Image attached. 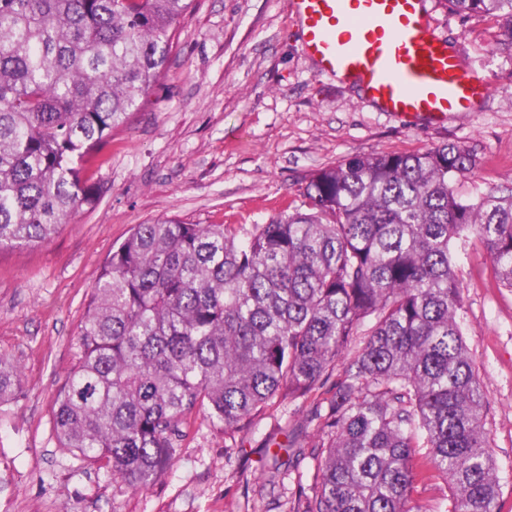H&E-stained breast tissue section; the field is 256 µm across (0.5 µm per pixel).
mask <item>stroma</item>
Here are the masks:
<instances>
[{
  "label": "stroma",
  "instance_id": "1",
  "mask_svg": "<svg viewBox=\"0 0 512 512\" xmlns=\"http://www.w3.org/2000/svg\"><path fill=\"white\" fill-rule=\"evenodd\" d=\"M433 30L458 47L491 93L480 111L404 123L355 85L319 76L300 49L291 0H196L168 74L131 124L112 135L94 179L104 194L38 246L0 250V352L25 392L0 406V512H289L295 477L270 475L268 440L294 419L274 406L242 447L197 426L174 467L143 492H117L104 462L58 447L56 395L80 351L79 325L114 244L158 218L264 224L318 170L355 154L465 148L477 167L463 192L512 187V43L493 15L463 16L426 0ZM468 284L464 337L486 394L485 429L512 512V290L498 287L482 248L459 253Z\"/></svg>",
  "mask_w": 512,
  "mask_h": 512
}]
</instances>
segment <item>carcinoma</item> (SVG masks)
Listing matches in <instances>:
<instances>
[{
	"label": "carcinoma",
	"mask_w": 512,
	"mask_h": 512,
	"mask_svg": "<svg viewBox=\"0 0 512 512\" xmlns=\"http://www.w3.org/2000/svg\"><path fill=\"white\" fill-rule=\"evenodd\" d=\"M195 0H0V249L36 246L93 207L87 172L167 75ZM492 14L512 0H446ZM458 146L354 155L313 175L266 224H136L113 246L55 400L62 448L151 487L197 419L250 433L268 408L314 399L288 433L290 512H497L486 399L464 338L457 247L490 254L512 289V190L465 197ZM24 393L0 354V405ZM446 494L449 495V490L441 481H439L432 487H428L425 492L419 494L413 505L422 512H431L435 507H437L438 503L443 498V495Z\"/></svg>",
	"instance_id": "obj_1"
}]
</instances>
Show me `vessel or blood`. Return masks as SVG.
Wrapping results in <instances>:
<instances>
[{
	"mask_svg": "<svg viewBox=\"0 0 512 512\" xmlns=\"http://www.w3.org/2000/svg\"><path fill=\"white\" fill-rule=\"evenodd\" d=\"M302 52L321 75L356 80L379 111L441 123L478 109L484 77L435 33L425 0H292Z\"/></svg>",
	"mask_w": 512,
	"mask_h": 512,
	"instance_id": "vessel-or-blood-1",
	"label": "vessel or blood"
}]
</instances>
